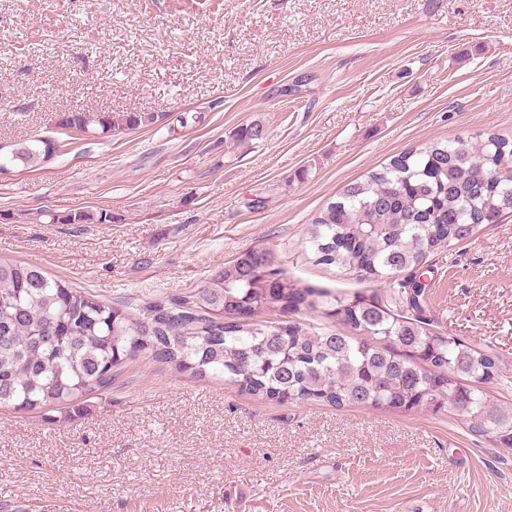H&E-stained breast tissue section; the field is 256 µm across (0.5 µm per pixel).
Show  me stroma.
I'll return each mask as SVG.
<instances>
[{
	"mask_svg": "<svg viewBox=\"0 0 512 512\" xmlns=\"http://www.w3.org/2000/svg\"><path fill=\"white\" fill-rule=\"evenodd\" d=\"M74 110L169 118L0 176V259L143 303L259 246L300 285L384 298L315 265L309 228L397 153L512 139V0H0V144ZM75 210L112 221L59 223ZM427 283L512 403V217ZM0 512H512V450L447 411L281 404L140 359L75 421L0 408Z\"/></svg>",
	"mask_w": 512,
	"mask_h": 512,
	"instance_id": "obj_1",
	"label": "stroma"
}]
</instances>
